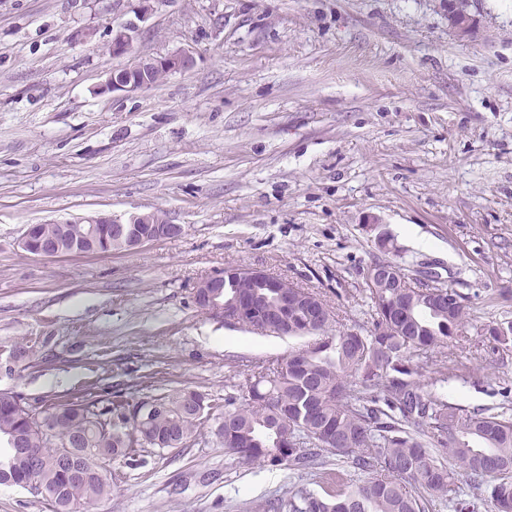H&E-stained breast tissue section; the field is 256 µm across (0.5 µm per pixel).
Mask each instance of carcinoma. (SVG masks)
Returning <instances> with one entry per match:
<instances>
[{"mask_svg": "<svg viewBox=\"0 0 512 512\" xmlns=\"http://www.w3.org/2000/svg\"><path fill=\"white\" fill-rule=\"evenodd\" d=\"M401 284H366L374 307L372 328L330 334L332 311L318 295L293 284L254 288L241 277L224 286V299L257 295L287 323L254 326L262 333L314 335L315 342L273 367L254 373L247 398L236 407L224 399V416L213 405L200 414L187 391L142 402L138 426L154 448H179L205 422L224 438L226 452L248 465L285 467L308 473L324 454L343 456L364 475L357 482L336 472V487L302 488L265 504L269 512H423L417 492L448 501L455 512H478L466 488L491 479L495 512H512V417L448 403L421 381L428 352L458 343L467 318L461 295L441 282L420 287L400 273ZM493 347L512 343V322L488 330ZM127 392L112 386L36 407L15 393H0V484H17L30 466L8 441L41 459L53 512H93L109 494L103 462L120 460L142 468L141 444L127 433ZM58 428L78 456L67 464L54 439L33 424ZM467 478L460 486L459 476Z\"/></svg>", "mask_w": 512, "mask_h": 512, "instance_id": "cac0c4a2", "label": "carcinoma"}]
</instances>
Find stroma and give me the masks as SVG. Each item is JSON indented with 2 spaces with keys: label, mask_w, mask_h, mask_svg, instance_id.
<instances>
[{
  "label": "stroma",
  "mask_w": 512,
  "mask_h": 512,
  "mask_svg": "<svg viewBox=\"0 0 512 512\" xmlns=\"http://www.w3.org/2000/svg\"><path fill=\"white\" fill-rule=\"evenodd\" d=\"M470 10L462 41L448 0H0V391L35 404L114 382L242 403L250 365L309 340L206 313L199 282L261 269L366 332L383 257L465 299L424 383L512 415V346L485 338L512 321V0ZM129 22L138 37L113 55ZM178 50L187 70L103 91ZM156 211L182 234L60 258L19 245L30 224ZM141 453L137 470L108 463L97 512H259L320 475L242 464L209 427ZM191 64L192 57L188 52L183 50L159 58H145L132 68L122 69L118 72H110L105 81L104 88L106 91H112V93H135L150 86L147 84L145 73H151L162 67L168 72L183 71L188 69ZM166 75L165 72H152L148 75L149 82L151 85H154Z\"/></svg>",
  "instance_id": "stroma-1"
}]
</instances>
